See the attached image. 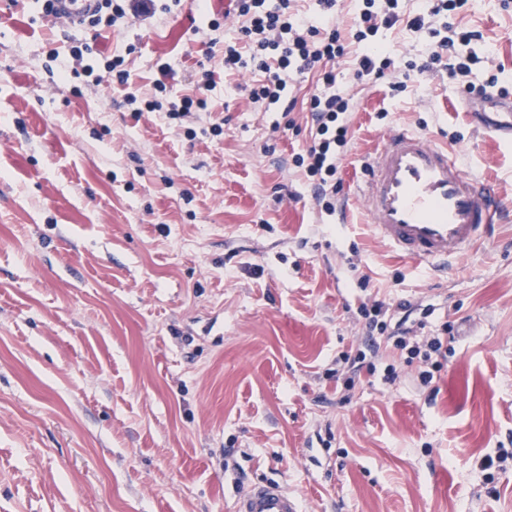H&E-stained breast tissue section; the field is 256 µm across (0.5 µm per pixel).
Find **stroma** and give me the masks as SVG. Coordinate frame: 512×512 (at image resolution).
Wrapping results in <instances>:
<instances>
[{"mask_svg":"<svg viewBox=\"0 0 512 512\" xmlns=\"http://www.w3.org/2000/svg\"><path fill=\"white\" fill-rule=\"evenodd\" d=\"M229 8L182 0L75 31L0 0V512H234L266 481L303 512H512V216L444 273L375 238L356 199L403 125L512 207V146L462 107L493 76L512 94V0L459 10L482 34L460 49L469 76L407 74L429 38L404 24L380 34L385 77L339 66L342 224L295 164L317 73L291 87V114L251 103L256 74L222 72ZM84 45L92 77L70 57ZM117 54L126 90L95 80ZM204 69L207 105L184 119L125 100ZM376 297L430 308L418 336H452L430 385L387 344L347 385L336 360L362 348L358 308Z\"/></svg>","mask_w":512,"mask_h":512,"instance_id":"1","label":"stroma"}]
</instances>
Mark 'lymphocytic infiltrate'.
Masks as SVG:
<instances>
[{"mask_svg":"<svg viewBox=\"0 0 512 512\" xmlns=\"http://www.w3.org/2000/svg\"><path fill=\"white\" fill-rule=\"evenodd\" d=\"M316 2L324 16L319 27L309 24L300 0H233L238 36L224 47V72L231 75L252 67L262 75L250 91L252 102L277 105L286 113L295 108L287 87L318 72L321 87L309 103L312 144L296 163L311 181L318 205L332 214L336 211L337 162L347 143L344 117L353 109L352 98L336 86L337 62L354 61L359 79L384 75L392 61L372 47L371 39L380 29L404 21L409 27L427 31L432 39L427 56L410 63V70L429 72L449 59L457 71L466 74L470 67L461 61L458 48L476 40L478 34L452 22L453 11L463 8L466 0H422L418 12L409 18L404 17L400 0H363L356 16L344 26L336 20L337 0ZM414 311L407 301H372L360 308L362 329L369 343L384 335L396 348L410 349L421 357L426 368L419 378L427 385L434 378V369L447 357L448 340L442 336L417 338L409 324Z\"/></svg>","mask_w":512,"mask_h":512,"instance_id":"obj_1","label":"lymphocytic infiltrate"}]
</instances>
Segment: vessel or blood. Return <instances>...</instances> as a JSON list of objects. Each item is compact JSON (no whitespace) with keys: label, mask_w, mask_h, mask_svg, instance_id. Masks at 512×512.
<instances>
[{"label":"vessel or blood","mask_w":512,"mask_h":512,"mask_svg":"<svg viewBox=\"0 0 512 512\" xmlns=\"http://www.w3.org/2000/svg\"><path fill=\"white\" fill-rule=\"evenodd\" d=\"M90 0H59L58 20L81 24ZM495 112L490 127L512 137V96H488ZM362 191L370 228L402 256L418 262L450 263L488 236L501 207L499 197L467 174L457 155L426 133L404 126L383 138L369 164ZM234 512H301L298 499L282 486L255 484L237 498Z\"/></svg>","instance_id":"1"}]
</instances>
